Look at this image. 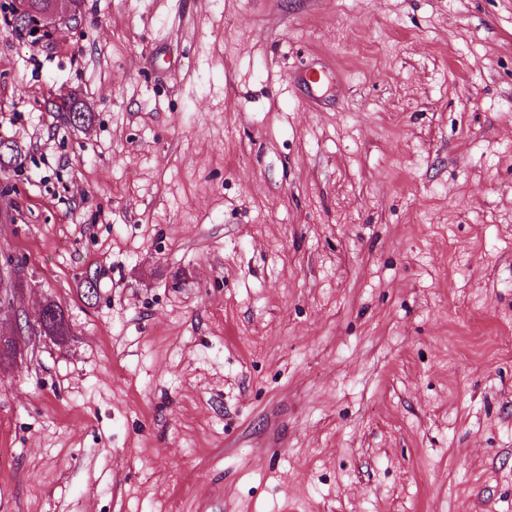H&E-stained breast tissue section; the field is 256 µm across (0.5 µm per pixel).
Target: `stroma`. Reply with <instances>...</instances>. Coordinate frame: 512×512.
I'll list each match as a JSON object with an SVG mask.
<instances>
[{
	"label": "stroma",
	"instance_id": "obj_1",
	"mask_svg": "<svg viewBox=\"0 0 512 512\" xmlns=\"http://www.w3.org/2000/svg\"><path fill=\"white\" fill-rule=\"evenodd\" d=\"M0 117V512H512V0H83Z\"/></svg>",
	"mask_w": 512,
	"mask_h": 512
}]
</instances>
